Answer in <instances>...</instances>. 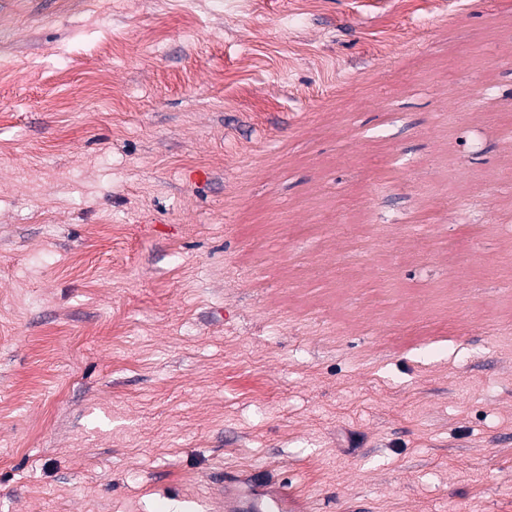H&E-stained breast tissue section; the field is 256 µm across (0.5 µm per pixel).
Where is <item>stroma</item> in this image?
Instances as JSON below:
<instances>
[{
  "instance_id": "stroma-1",
  "label": "stroma",
  "mask_w": 512,
  "mask_h": 512,
  "mask_svg": "<svg viewBox=\"0 0 512 512\" xmlns=\"http://www.w3.org/2000/svg\"><path fill=\"white\" fill-rule=\"evenodd\" d=\"M512 0H0V512H512ZM274 477L265 470L252 467L242 481L224 484L225 512H294V498L283 488L272 490Z\"/></svg>"
}]
</instances>
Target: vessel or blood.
Instances as JSON below:
<instances>
[{
    "instance_id": "1",
    "label": "vessel or blood",
    "mask_w": 512,
    "mask_h": 512,
    "mask_svg": "<svg viewBox=\"0 0 512 512\" xmlns=\"http://www.w3.org/2000/svg\"><path fill=\"white\" fill-rule=\"evenodd\" d=\"M273 476L251 468L242 481L224 488V512H295L288 492L272 489Z\"/></svg>"
}]
</instances>
